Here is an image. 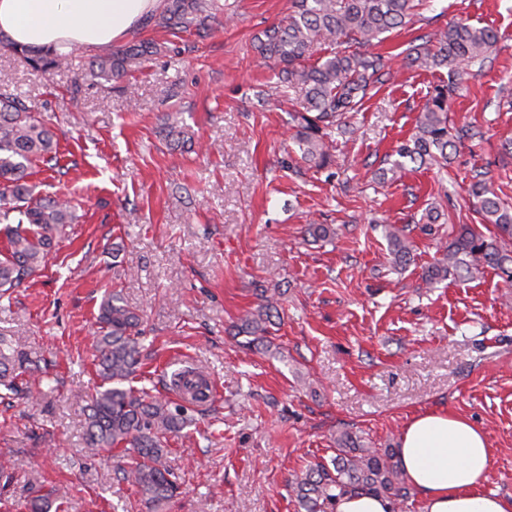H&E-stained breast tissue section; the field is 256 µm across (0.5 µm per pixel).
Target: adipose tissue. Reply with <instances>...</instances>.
Segmentation results:
<instances>
[{
	"mask_svg": "<svg viewBox=\"0 0 512 512\" xmlns=\"http://www.w3.org/2000/svg\"><path fill=\"white\" fill-rule=\"evenodd\" d=\"M162 0H0V36L60 54L121 43ZM401 467L425 512H512V497L484 491L492 466L485 434L446 412L415 416L398 449Z\"/></svg>",
	"mask_w": 512,
	"mask_h": 512,
	"instance_id": "obj_1",
	"label": "adipose tissue"
}]
</instances>
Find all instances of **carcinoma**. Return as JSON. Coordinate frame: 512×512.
Instances as JSON below:
<instances>
[{
    "label": "carcinoma",
    "mask_w": 512,
    "mask_h": 512,
    "mask_svg": "<svg viewBox=\"0 0 512 512\" xmlns=\"http://www.w3.org/2000/svg\"><path fill=\"white\" fill-rule=\"evenodd\" d=\"M422 0H292V10L257 39L259 56L272 65L281 86L298 94V110L293 113L295 143L300 158L315 168L330 158L328 131L337 128L341 117L362 106L365 98L384 83L387 61L368 50L380 36L403 26ZM235 12L224 0H164L157 16L147 25L173 33H201L219 19L231 21ZM491 26L477 27L463 21L436 34L435 43L411 45L406 59L418 68H447L448 81L428 92L416 131L396 149L394 173L406 169V162L421 165L448 163V97L468 75L466 68L486 59L499 41ZM316 44L327 53L311 60ZM0 48L22 56L41 78L68 65L71 55L48 48L17 47L0 39ZM157 46L141 41L114 49L104 47L93 55L83 76L90 80L124 79L139 71ZM57 155V138L44 120L16 98L0 96V224L8 246L0 254V288H20L46 263L54 240L64 227L76 220L69 199L35 195L28 177L39 162ZM485 223L494 230L485 234L461 224L445 246L442 257L423 273L432 283L454 275L468 278L491 267L512 282V211L482 179L470 187ZM390 242L392 264L402 267L410 259V242L403 230L389 225L384 229ZM262 304L240 318L237 333L249 337L251 346L267 333V323L277 309L275 295L262 291ZM101 333L95 347L98 372L110 386L99 390L88 404L85 448L92 453L120 450L118 471L142 495L146 512H159L164 502L177 492L167 466L168 437L180 432L190 418L187 408L153 396L144 388H124L122 383L139 364V317L118 293H110L99 308ZM40 371V360L13 349L0 338V387L5 395L23 393L25 378ZM174 384L193 397L206 396L207 384L200 375H175ZM293 492L304 512H334L343 495L372 493L388 498L393 509L402 508L410 498L407 478L396 450L366 448L349 432L336 437V455L331 465L318 463L296 475ZM31 512L61 510L54 491H32Z\"/></svg>",
    "instance_id": "cac0c4a2"
}]
</instances>
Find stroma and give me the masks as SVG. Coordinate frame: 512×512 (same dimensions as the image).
Listing matches in <instances>:
<instances>
[{"label": "stroma", "instance_id": "35a3bbf8", "mask_svg": "<svg viewBox=\"0 0 512 512\" xmlns=\"http://www.w3.org/2000/svg\"><path fill=\"white\" fill-rule=\"evenodd\" d=\"M235 23L174 37L139 26L132 41L160 45L131 81L82 80L81 66L41 81L0 52V93L43 116L58 163H38L41 195L67 196L77 221L56 238L25 287L0 293V336L45 359L31 399L0 402V512H29L31 486L65 495V512H142L141 496L109 453L88 454L86 405L101 380L93 342L102 299L119 291L143 318L142 363L130 386L167 395L180 370L207 371L209 405L170 439L179 495L162 512H297L289 484L334 456L350 431L398 447L427 410L463 416L486 435L485 490L512 496V285L491 268L429 285L452 224L482 228L468 195L477 172L512 207V0H429L378 50L390 74L348 134L333 133L330 165L292 163L294 92L253 47L291 0H231ZM464 19L498 29L450 99L461 137L448 165L384 174V158L415 130L443 69L408 66L404 51ZM79 95H71L73 85ZM184 125L170 148L165 122ZM441 217L415 222L430 204ZM310 224L333 240L305 238ZM408 225L413 259L394 271L384 225ZM279 289V318L247 350L233 326Z\"/></svg>", "mask_w": 512, "mask_h": 512}]
</instances>
